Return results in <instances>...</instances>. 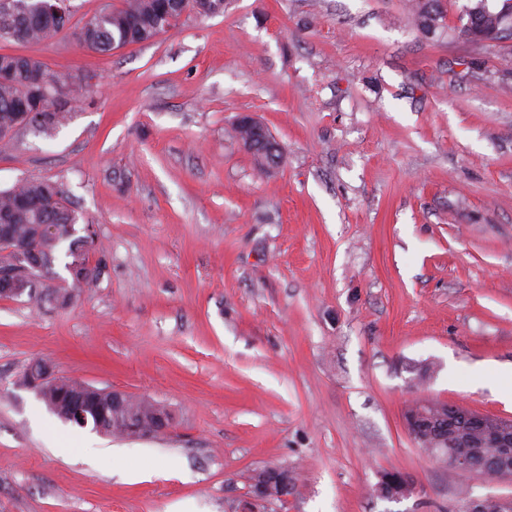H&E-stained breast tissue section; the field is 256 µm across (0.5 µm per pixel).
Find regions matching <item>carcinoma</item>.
I'll list each match as a JSON object with an SVG mask.
<instances>
[{"instance_id":"1","label":"carcinoma","mask_w":512,"mask_h":512,"mask_svg":"<svg viewBox=\"0 0 512 512\" xmlns=\"http://www.w3.org/2000/svg\"><path fill=\"white\" fill-rule=\"evenodd\" d=\"M443 0H408V12L416 29L423 35L445 33ZM480 0H472L466 9V25L459 35L470 43L484 45L488 41H512V10L503 7L485 10ZM198 0H120L108 5L81 25L71 24L67 10L59 16L41 19L37 10L0 11V42L44 43L68 38L80 48L104 53L120 43L151 42L172 29L180 17L197 12ZM92 92L89 78L72 73L51 74L38 61L19 54L0 53V137L6 136L19 112H33L44 117L37 130L50 135L70 116V110ZM80 216L70 206L69 189L63 181L25 180L0 191V225L9 228L13 240L32 245L46 268L40 290L24 291L28 301L37 306L66 307L85 288L100 279L102 264L91 261L97 249V234L89 232L92 225L79 223ZM65 258L67 276L55 270L59 258ZM59 283H53V280ZM46 373L41 362L23 374L22 384L39 391L40 399L62 422L83 427L74 415L73 403L81 399L87 407L88 425L97 429L93 410L106 401L98 392L89 390L76 379L54 377L42 380ZM146 419L166 414L165 405L150 398L133 400L120 418L112 417V406L104 407L103 422L110 435H123L121 419L125 414ZM485 462L481 474H494L492 464L498 456L496 448H470ZM378 488L400 493L405 480L399 473L382 474Z\"/></svg>"}]
</instances>
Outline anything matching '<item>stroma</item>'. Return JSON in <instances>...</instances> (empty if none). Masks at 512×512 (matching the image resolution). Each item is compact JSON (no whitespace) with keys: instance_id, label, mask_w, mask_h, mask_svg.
<instances>
[{"instance_id":"35a3bbf8","label":"stroma","mask_w":512,"mask_h":512,"mask_svg":"<svg viewBox=\"0 0 512 512\" xmlns=\"http://www.w3.org/2000/svg\"><path fill=\"white\" fill-rule=\"evenodd\" d=\"M405 0H228L154 41L0 45L94 93L53 135L0 140V190L63 180L104 272L77 302L0 298V512H457L508 497L433 462L418 399L512 417V55L427 40ZM284 149L259 173L232 137ZM37 361L146 396L173 421L116 438L62 423ZM413 483L376 495L382 473ZM234 129L236 132L242 131L241 135H238V143L249 153L256 152L264 146L275 148L271 150L270 159L272 164L278 166L281 160L276 157L275 151H282L280 143L272 136L268 128L258 121L250 112H242L235 121ZM244 131H248L251 135L244 134ZM279 143L280 146H277ZM260 469L253 473L252 480H250V490L238 504L240 512H255L259 503H271L276 499L284 500L288 496L285 493L290 489L289 481L287 478L284 479L277 487H274L271 483L259 482L256 480L257 475L260 473Z\"/></svg>"}]
</instances>
